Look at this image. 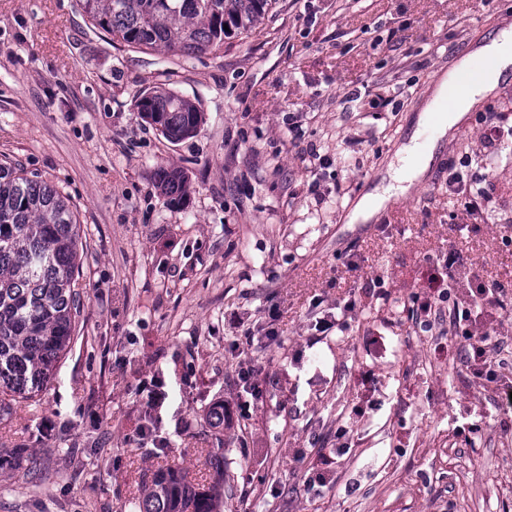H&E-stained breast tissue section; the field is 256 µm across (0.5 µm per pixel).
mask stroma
<instances>
[{"label":"stroma","instance_id":"stroma-1","mask_svg":"<svg viewBox=\"0 0 512 512\" xmlns=\"http://www.w3.org/2000/svg\"><path fill=\"white\" fill-rule=\"evenodd\" d=\"M511 25L512 0H276L184 57L94 30L76 0H0V155L70 196L83 242L68 353L36 400L0 406V446L44 464L0 470V512H129L161 468L209 484L217 403L226 512H512V306L476 319L502 340L486 380L413 300L433 279L452 303L512 291V153L487 159L482 137L512 126V73L407 196L349 221L438 76ZM150 91L198 105L197 132L144 123ZM469 147L496 184L473 213L448 193ZM161 166L187 174L184 204ZM248 363L263 395L245 410ZM157 175L161 193L170 202L179 201L190 192V184L181 171L160 167Z\"/></svg>","mask_w":512,"mask_h":512}]
</instances>
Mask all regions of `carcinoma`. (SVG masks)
<instances>
[{
	"mask_svg": "<svg viewBox=\"0 0 512 512\" xmlns=\"http://www.w3.org/2000/svg\"><path fill=\"white\" fill-rule=\"evenodd\" d=\"M90 24L138 49L185 56L204 53L224 39L255 28L273 0H79ZM228 29H223V26ZM140 118L172 141L196 133L203 112L172 92H154L136 103ZM161 193L181 200L190 184L181 171L158 169ZM80 224L59 189L0 158V395L33 399L45 389L67 351L81 313ZM208 453L209 468L224 478L223 439ZM23 448H0V468H21ZM217 482L200 489L181 471H155L134 512H221Z\"/></svg>",
	"mask_w": 512,
	"mask_h": 512,
	"instance_id": "obj_1",
	"label": "carcinoma"
}]
</instances>
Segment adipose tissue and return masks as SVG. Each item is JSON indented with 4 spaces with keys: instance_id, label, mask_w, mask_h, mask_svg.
I'll return each mask as SVG.
<instances>
[{
    "instance_id": "adipose-tissue-1",
    "label": "adipose tissue",
    "mask_w": 512,
    "mask_h": 512,
    "mask_svg": "<svg viewBox=\"0 0 512 512\" xmlns=\"http://www.w3.org/2000/svg\"><path fill=\"white\" fill-rule=\"evenodd\" d=\"M477 59H484L491 63V76L475 84L466 95L457 98L449 97V87L466 74L473 61ZM510 72H512V30L506 29L496 38L481 44L470 55L462 58L448 75L439 78L425 106L426 111H437L441 114L438 135H445L446 132L456 128L476 105L496 90L502 76ZM432 153L433 148L430 144L416 140L401 147L397 155L404 163L403 168L391 174L387 185L368 194L365 200L359 203L353 214L354 220H369L383 209L392 197L408 193L410 184L419 180L427 171Z\"/></svg>"
}]
</instances>
